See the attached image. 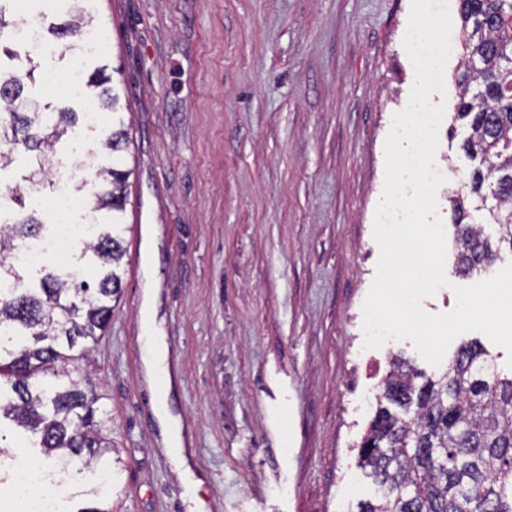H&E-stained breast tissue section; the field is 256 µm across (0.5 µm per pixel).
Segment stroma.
I'll use <instances>...</instances> for the list:
<instances>
[{
    "label": "stroma",
    "mask_w": 512,
    "mask_h": 512,
    "mask_svg": "<svg viewBox=\"0 0 512 512\" xmlns=\"http://www.w3.org/2000/svg\"><path fill=\"white\" fill-rule=\"evenodd\" d=\"M105 42L56 40L46 66L104 71L134 143L121 291L112 323L67 369L112 412V512H360L378 487L357 465L394 357L437 368L408 340L362 350L385 140L414 83L411 0H89ZM460 53L445 70L436 167L449 190L472 163L453 121ZM156 294L170 389L146 373L142 309ZM179 421L191 472L156 415Z\"/></svg>",
    "instance_id": "stroma-1"
}]
</instances>
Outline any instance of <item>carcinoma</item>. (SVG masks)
Segmentation results:
<instances>
[{
  "mask_svg": "<svg viewBox=\"0 0 512 512\" xmlns=\"http://www.w3.org/2000/svg\"><path fill=\"white\" fill-rule=\"evenodd\" d=\"M83 2L71 0L68 20L51 26L50 33L72 36L92 25ZM457 2L463 70L455 119L470 128L462 149L473 162L464 188L483 204L496 201L488 217L498 227L493 243L482 228L464 223L466 195L451 197L455 272L468 276L490 266L502 245L512 249V0ZM28 62L24 80L0 83V141L22 146L30 167L24 180L39 192L54 186L49 176L56 144L79 115L49 112L23 95L24 82L41 83L40 63ZM109 82L98 71L79 97L114 111L119 93ZM130 144L123 122L112 124L105 143L112 165L97 172L103 188L92 204L110 222L96 227L80 254L83 259L91 252L100 260L103 271L96 281L42 268L35 283L0 287V417L37 438V457L47 465L71 459L87 471L112 473L106 457L112 446L103 434L110 412L90 378L59 373L55 364L74 359L70 351L82 341H97L112 322L130 175L120 161ZM15 202L22 219L0 225V284L24 282L17 253L45 228L25 198ZM487 364V353L476 342L460 345L427 378L405 361L392 360L381 395L388 405L376 412L359 448V465L383 490L364 512H512V378L489 374Z\"/></svg>",
  "mask_w": 512,
  "mask_h": 512,
  "instance_id": "1",
  "label": "carcinoma"
}]
</instances>
